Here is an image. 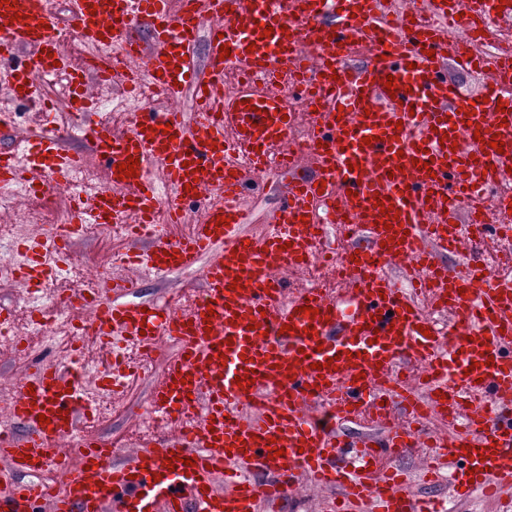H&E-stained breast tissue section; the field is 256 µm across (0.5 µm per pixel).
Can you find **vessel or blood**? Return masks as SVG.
Returning <instances> with one entry per match:
<instances>
[{"mask_svg": "<svg viewBox=\"0 0 512 512\" xmlns=\"http://www.w3.org/2000/svg\"><path fill=\"white\" fill-rule=\"evenodd\" d=\"M72 3L70 29L123 47L122 70L70 63L51 0L0 6V88L31 102L63 75L78 109L76 123L34 134L27 155L0 150V189L30 181L53 198L94 160L104 181L71 187V223L50 234L60 265L85 226L127 224L148 240L132 264L157 277L198 270L203 288L178 308L127 302L133 284L110 273L70 292L72 312H93L102 369L88 379L70 359L31 362L0 428V512H277L286 500L299 512H442L393 464L421 448L423 475L447 474L453 498L512 488V284L474 263L450 276L441 260L501 234L498 214L465 205L512 167V40L487 36L495 56L475 53L470 14L511 22L512 0ZM24 47L34 54L17 62ZM453 69L494 78L464 94ZM230 71L244 78L228 95ZM94 85L126 95L151 85L168 105L143 106L119 130L93 112ZM290 94L308 112H293ZM300 119L313 143L304 166L290 158ZM75 138L87 153L68 149ZM273 150L288 160L283 203L257 238L242 227ZM131 158L134 176L119 177ZM190 201L193 230L174 235ZM325 248L345 272L340 292L288 288L279 268L300 272ZM19 254L21 276L44 281L34 247ZM428 304L450 314L447 331ZM163 338L179 348L146 413L178 429L124 452L85 435L94 392L122 385L120 344ZM398 407L411 418L384 435L347 443L332 425ZM435 417L458 432L436 434ZM50 467L67 481L43 482Z\"/></svg>", "mask_w": 512, "mask_h": 512, "instance_id": "1", "label": "vessel or blood"}]
</instances>
